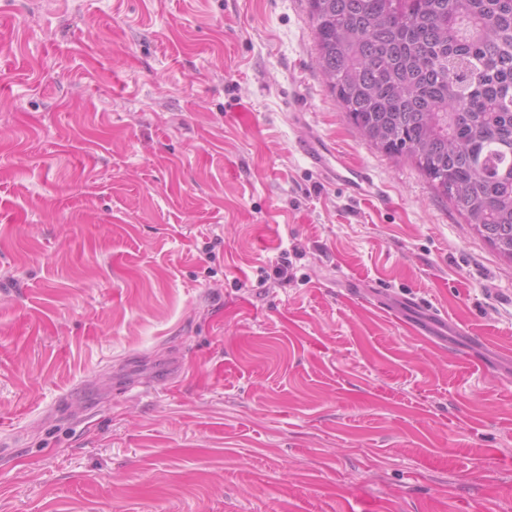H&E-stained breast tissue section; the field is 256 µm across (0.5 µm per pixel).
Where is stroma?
Returning a JSON list of instances; mask_svg holds the SVG:
<instances>
[{
  "label": "stroma",
  "mask_w": 512,
  "mask_h": 512,
  "mask_svg": "<svg viewBox=\"0 0 512 512\" xmlns=\"http://www.w3.org/2000/svg\"><path fill=\"white\" fill-rule=\"evenodd\" d=\"M294 111L382 197L311 168ZM489 502L512 262L357 134L306 0H0V512Z\"/></svg>",
  "instance_id": "obj_1"
}]
</instances>
